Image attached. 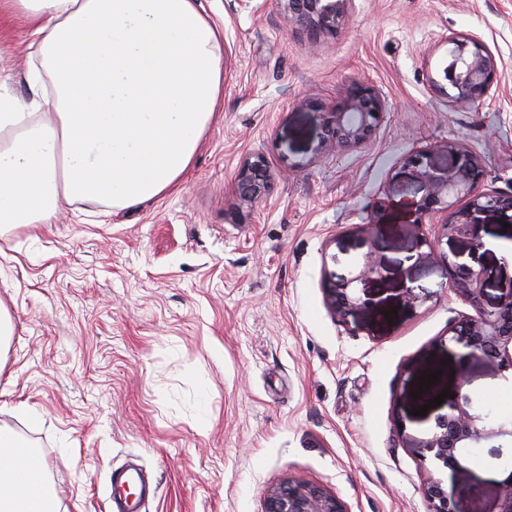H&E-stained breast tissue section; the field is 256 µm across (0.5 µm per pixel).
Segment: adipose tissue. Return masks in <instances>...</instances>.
I'll use <instances>...</instances> for the list:
<instances>
[{
  "mask_svg": "<svg viewBox=\"0 0 512 512\" xmlns=\"http://www.w3.org/2000/svg\"><path fill=\"white\" fill-rule=\"evenodd\" d=\"M32 19L28 96L0 73V231L60 201L115 211L172 192L220 110L223 31L201 0H0ZM0 427V512H56Z\"/></svg>",
  "mask_w": 512,
  "mask_h": 512,
  "instance_id": "obj_1",
  "label": "adipose tissue"
}]
</instances>
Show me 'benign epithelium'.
I'll return each instance as SVG.
<instances>
[{"mask_svg": "<svg viewBox=\"0 0 512 512\" xmlns=\"http://www.w3.org/2000/svg\"><path fill=\"white\" fill-rule=\"evenodd\" d=\"M289 24L317 45L325 37L336 36L348 23L354 0H275ZM454 45L445 74L448 87L438 91L461 104H474L490 96L497 82L498 64L492 52L475 37L452 34ZM383 118L381 94L374 87L354 82L336 105L322 113L315 154L348 150L367 143ZM423 184L424 195L415 208L413 225L438 226L441 235L463 237L479 249L483 247L480 220L484 213H497L512 221V195L488 193L483 189V164L479 155L455 143L448 144V169L436 173L421 168L411 159ZM274 181L266 157L254 153L242 160L235 175V189L244 202L253 203L269 195ZM448 290L477 312V316L450 328L452 340L468 350V355L497 364L512 373V280L500 285L497 304H484L487 274L481 270L447 261ZM376 245L357 261L346 276L325 275V303L335 318L345 324L366 309L369 299L357 285L381 274ZM512 438V419L484 409L474 410L473 400L459 391L440 406L434 425L426 436L414 439L409 447L422 459H431L441 470L458 473L464 469L463 452L482 443ZM428 512H456L454 495L448 493L441 477L429 476L423 484ZM264 512H348L344 503L319 485L290 478L267 490Z\"/></svg>", "mask_w": 512, "mask_h": 512, "instance_id": "benign-epithelium-1", "label": "benign epithelium"}]
</instances>
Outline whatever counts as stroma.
Returning a JSON list of instances; mask_svg holds the SVG:
<instances>
[{"mask_svg": "<svg viewBox=\"0 0 512 512\" xmlns=\"http://www.w3.org/2000/svg\"><path fill=\"white\" fill-rule=\"evenodd\" d=\"M202 3L224 31L227 76L179 189L114 214L64 204L53 223L0 232V426L41 448L59 512H110L112 473L130 461L157 491L144 512H263L289 478L348 512H427V470L408 446L433 422L412 413L422 373L512 418V379L448 336L473 309L445 262L486 271L484 301L497 303L512 230L485 216L479 250L414 231L423 191L409 160L445 172L458 141L482 157L486 189L512 192V0H355L313 50L273 0ZM28 32L21 18L0 28L1 70L23 74ZM453 33L497 59L483 103L433 90ZM354 82L381 93L386 118L362 146L314 158L321 109ZM257 152L277 177L249 205L234 177ZM367 230L383 270L352 329L322 285L348 274ZM423 238L438 257L419 263ZM411 287L429 299L406 304ZM511 479L512 459L478 449L455 478L456 512H499Z\"/></svg>", "mask_w": 512, "mask_h": 512, "instance_id": "stroma-1", "label": "stroma"}]
</instances>
